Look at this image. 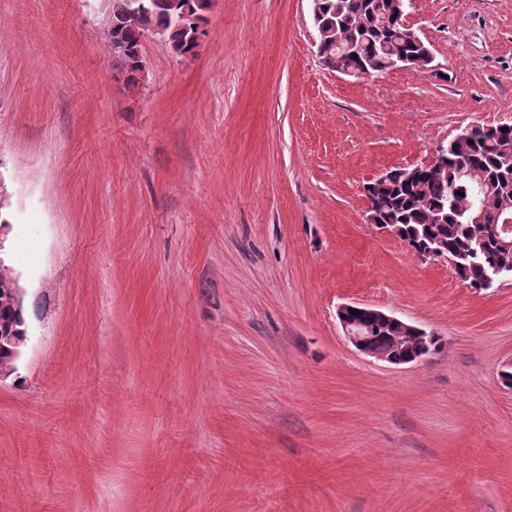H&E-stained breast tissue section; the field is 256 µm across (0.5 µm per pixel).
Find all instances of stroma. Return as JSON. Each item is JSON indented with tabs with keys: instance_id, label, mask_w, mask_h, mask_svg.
<instances>
[{
	"instance_id": "35a3bbf8",
	"label": "stroma",
	"mask_w": 512,
	"mask_h": 512,
	"mask_svg": "<svg viewBox=\"0 0 512 512\" xmlns=\"http://www.w3.org/2000/svg\"><path fill=\"white\" fill-rule=\"evenodd\" d=\"M429 71L321 64L311 0H219L119 91L94 0H0V512H512V281L365 222L367 183L512 124V0H412ZM357 302L436 333L392 366ZM15 288L13 269L4 261H0V336L10 334L20 339L26 329L22 302L15 300L10 289ZM349 308L358 311L368 310L371 320L382 325H378L372 322L368 316V313L357 314L356 317L367 322L371 328L369 336H367V330H369L368 326L364 322L353 318ZM337 317L340 321L347 340L361 354L377 362L399 366L411 363L416 360L418 361L424 359L431 354L428 352L424 356L421 355L415 359L403 361L397 358V350L399 345L404 343L407 337L404 336L405 334L408 332H414L417 334V338L421 344L422 350L428 351L430 349L434 333L427 332L422 328L409 324L406 321L394 316L393 314H389L359 303H346L338 307ZM383 325L389 326L392 329L394 336H392L393 338L391 341L390 349L386 351H376L372 345H374L377 349H385L389 344L388 336L390 335V331ZM369 341L372 345L369 343Z\"/></svg>"
}]
</instances>
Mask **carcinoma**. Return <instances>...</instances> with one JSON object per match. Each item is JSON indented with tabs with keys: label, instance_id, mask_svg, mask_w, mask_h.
Wrapping results in <instances>:
<instances>
[{
	"label": "carcinoma",
	"instance_id": "carcinoma-1",
	"mask_svg": "<svg viewBox=\"0 0 512 512\" xmlns=\"http://www.w3.org/2000/svg\"><path fill=\"white\" fill-rule=\"evenodd\" d=\"M190 2L185 17L154 15L144 26L109 34L110 40L125 45L112 56V66L123 76L126 91L140 88L138 59L148 28H166L173 51L194 46V20H206L209 0ZM314 5V27L318 38L325 39V59L356 78L385 72L395 56L411 60L421 54L422 46L403 33L400 19L406 0H314ZM349 39L358 44L355 57L341 51L340 44ZM366 190L374 195L384 223L399 225L414 252L423 244L441 242L470 287L488 291L512 280V249L502 247V241L512 240V230H503L505 215L512 216V208H505L512 203V124L465 129L448 140V160L421 170L416 182H372ZM13 288V269L0 261V334L20 337L26 321ZM357 318L368 323L372 345L388 347V328L370 321L366 313Z\"/></svg>",
	"mask_w": 512,
	"mask_h": 512
}]
</instances>
